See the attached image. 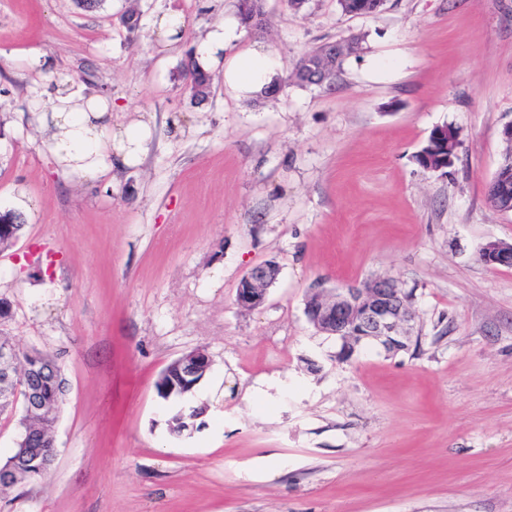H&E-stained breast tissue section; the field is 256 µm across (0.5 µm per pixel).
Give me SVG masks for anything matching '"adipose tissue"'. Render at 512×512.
Segmentation results:
<instances>
[{"instance_id": "obj_1", "label": "adipose tissue", "mask_w": 512, "mask_h": 512, "mask_svg": "<svg viewBox=\"0 0 512 512\" xmlns=\"http://www.w3.org/2000/svg\"><path fill=\"white\" fill-rule=\"evenodd\" d=\"M235 23H222L212 29L194 53L201 70L216 64L224 66V86L235 97L257 98L276 84L279 62L262 48L248 49L224 58L223 52L237 38ZM35 101H46L56 128L55 140L62 164L85 175H95L102 164L97 146L98 128L92 113L105 111L106 103L59 88L49 94L35 92Z\"/></svg>"}]
</instances>
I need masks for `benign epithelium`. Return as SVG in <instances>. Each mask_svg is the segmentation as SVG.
<instances>
[{"mask_svg": "<svg viewBox=\"0 0 512 512\" xmlns=\"http://www.w3.org/2000/svg\"><path fill=\"white\" fill-rule=\"evenodd\" d=\"M488 253L487 264L512 266V246L490 241L483 246ZM278 265L265 262L251 267L241 278L236 302L242 308L261 306L268 288L278 279ZM320 299L305 303L307 320L320 332L336 336L342 341L340 357L350 359L357 348L364 344H377L389 353L408 348V323L413 318L412 309L399 281L380 279L368 286L351 285L331 291H318ZM19 348L11 342H0V387L15 383L18 372ZM177 378L182 385L192 389L205 376L210 367L209 356L194 350L176 359ZM22 406L27 416L36 417L44 410L38 386L26 379ZM44 448H29L27 440L16 441L13 459L8 467L0 470V487L9 489L33 472H26L28 460L44 459Z\"/></svg>", "mask_w": 512, "mask_h": 512, "instance_id": "1", "label": "benign epithelium"}]
</instances>
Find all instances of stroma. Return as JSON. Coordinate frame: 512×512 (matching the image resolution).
I'll list each match as a JSON object with an SVG mask.
<instances>
[{
	"label": "stroma",
	"instance_id": "35a3bbf8",
	"mask_svg": "<svg viewBox=\"0 0 512 512\" xmlns=\"http://www.w3.org/2000/svg\"><path fill=\"white\" fill-rule=\"evenodd\" d=\"M140 25L128 31L129 8ZM264 24L228 47L275 52L279 91L239 99L210 72L195 103L193 44L238 0H0V335L56 356L67 391L40 480L0 512H512V212L488 201L512 122V0H263ZM184 20L163 44L156 21ZM357 38L332 82L291 73ZM111 99L102 174L63 170L33 91ZM458 128L448 172L412 160ZM140 152L117 160L128 132ZM280 267L265 303L235 300L254 265ZM379 276L412 291L415 346L350 360L304 315L321 286ZM211 361L180 399L161 370ZM203 414L171 435L182 407Z\"/></svg>",
	"mask_w": 512,
	"mask_h": 512
}]
</instances>
